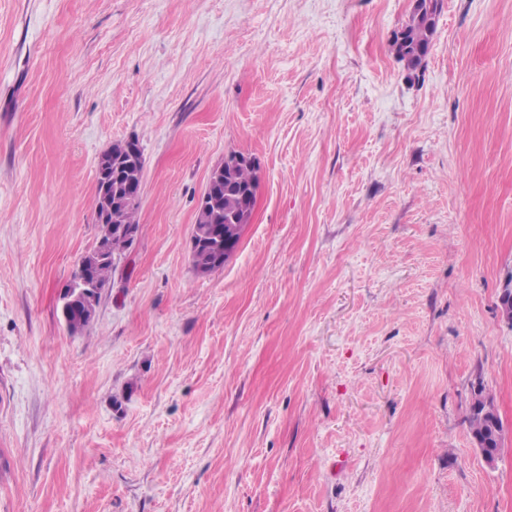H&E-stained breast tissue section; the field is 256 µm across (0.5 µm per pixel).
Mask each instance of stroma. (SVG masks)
<instances>
[{
    "label": "stroma",
    "mask_w": 512,
    "mask_h": 512,
    "mask_svg": "<svg viewBox=\"0 0 512 512\" xmlns=\"http://www.w3.org/2000/svg\"><path fill=\"white\" fill-rule=\"evenodd\" d=\"M411 5L0 0V512H512V0H442L415 78ZM129 139L139 233L73 334ZM232 151L258 205L199 275ZM143 168H144V159L143 154L140 149L139 153L136 155V164H130L128 167L122 168L120 170V176L118 181L116 180L114 170H111L108 174H103V171L100 166V159L97 167V182H96V198H95V206L97 204V199L104 184V178H108V189L112 192V196L116 190L119 188L121 191L119 192V197L124 195L125 184L129 181H132L135 186H138L142 183L143 177ZM117 185V187H116ZM493 405V400L484 394L483 387H479L477 391L474 392L473 401L471 403L470 408V416H469V428L472 438L474 442H489L488 450L495 452L499 457L504 449L501 447V443H498L495 434H499L501 436L504 435V423L499 413L496 414V407H491L488 409L489 412H486V405ZM476 448H479V451L484 459V461L492 465L497 460V455L491 456L483 452V448L479 443L475 444Z\"/></svg>",
    "instance_id": "obj_1"
}]
</instances>
